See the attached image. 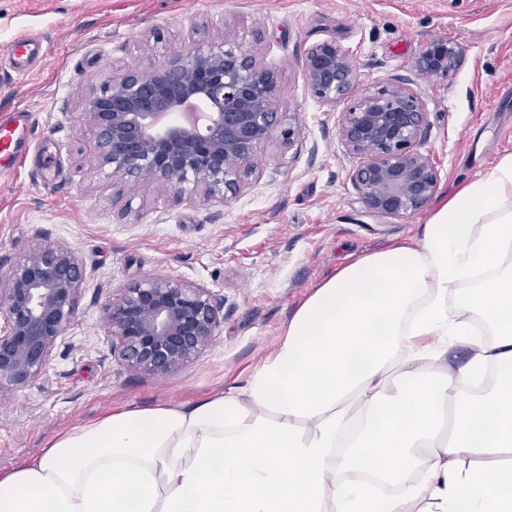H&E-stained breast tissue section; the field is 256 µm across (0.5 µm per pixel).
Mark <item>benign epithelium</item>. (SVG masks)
<instances>
[{"instance_id": "benign-epithelium-1", "label": "benign epithelium", "mask_w": 512, "mask_h": 512, "mask_svg": "<svg viewBox=\"0 0 512 512\" xmlns=\"http://www.w3.org/2000/svg\"><path fill=\"white\" fill-rule=\"evenodd\" d=\"M457 46L427 43L417 70L447 77ZM311 95L339 112V134L359 160L353 182L369 216L403 219L432 199L439 171L422 150L430 127L421 93L407 82L356 92V65L335 39L305 54ZM277 75L256 54L226 40L152 70L114 73L83 100L96 135L97 160L112 175L178 194L188 175L206 192L232 197L274 134L300 135L296 117L279 110ZM86 270L64 243L39 246L0 270V389L22 391L44 373L76 312ZM224 303L210 289L174 277H146L112 294L102 321L110 354L128 369L165 376L210 344L224 323Z\"/></svg>"}]
</instances>
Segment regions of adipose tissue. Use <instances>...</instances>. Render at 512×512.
Instances as JSON below:
<instances>
[{
    "mask_svg": "<svg viewBox=\"0 0 512 512\" xmlns=\"http://www.w3.org/2000/svg\"><path fill=\"white\" fill-rule=\"evenodd\" d=\"M0 512H512V154L323 281L244 386L61 432Z\"/></svg>",
    "mask_w": 512,
    "mask_h": 512,
    "instance_id": "1",
    "label": "adipose tissue"
}]
</instances>
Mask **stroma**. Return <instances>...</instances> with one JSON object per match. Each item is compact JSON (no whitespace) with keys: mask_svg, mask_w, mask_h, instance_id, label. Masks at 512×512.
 I'll return each instance as SVG.
<instances>
[{"mask_svg":"<svg viewBox=\"0 0 512 512\" xmlns=\"http://www.w3.org/2000/svg\"><path fill=\"white\" fill-rule=\"evenodd\" d=\"M20 35L49 48L25 77L8 54ZM328 37L363 83L408 79L421 92L431 122L424 149L440 173L435 202L512 153V0H0V110L32 114L28 160L0 176V266L63 242L86 269L45 373L24 391L0 390L1 472L113 409L189 404L243 386L316 285L351 258L419 242L428 211L365 214L338 114L304 83L306 50ZM441 37L459 49L455 71L419 74L418 54ZM226 39L277 73L280 109L301 126L292 146L272 139L229 199L191 181L176 197L98 164L84 96L113 73ZM147 276L204 285L224 302L212 343L167 377L113 359L102 324L113 291Z\"/></svg>","mask_w":512,"mask_h":512,"instance_id":"35a3bbf8","label":"stroma"}]
</instances>
